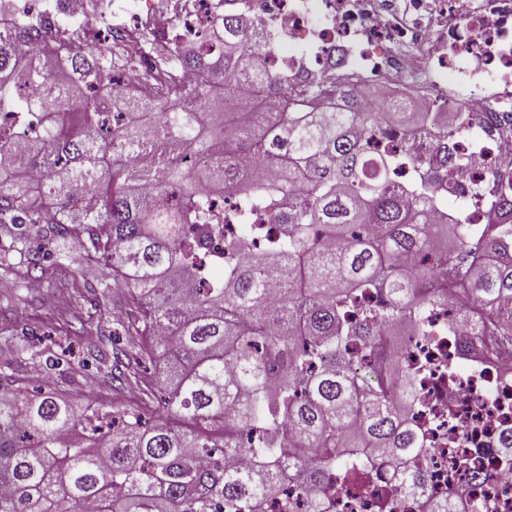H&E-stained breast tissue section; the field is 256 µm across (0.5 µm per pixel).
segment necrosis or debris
I'll return each instance as SVG.
<instances>
[{
    "instance_id": "necrosis-or-debris-1",
    "label": "necrosis or debris",
    "mask_w": 512,
    "mask_h": 512,
    "mask_svg": "<svg viewBox=\"0 0 512 512\" xmlns=\"http://www.w3.org/2000/svg\"><path fill=\"white\" fill-rule=\"evenodd\" d=\"M28 15L78 32L88 49L120 44L138 62L124 92L146 83L151 47L198 43L231 15L244 30L270 33L262 69L287 73L295 85L324 79L330 104L356 90L362 112L416 100L457 112L448 198L459 223H486L500 178L512 176V0H167L116 23L86 0H11L9 22ZM457 307L453 295L434 305L427 335L393 349L415 374L408 421L427 443L413 468L431 497L512 512V455L504 451L512 441V351L463 346ZM328 502L333 512H424L396 478L376 470L363 482L332 474Z\"/></svg>"
}]
</instances>
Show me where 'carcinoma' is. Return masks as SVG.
<instances>
[{"mask_svg": "<svg viewBox=\"0 0 512 512\" xmlns=\"http://www.w3.org/2000/svg\"><path fill=\"white\" fill-rule=\"evenodd\" d=\"M218 38L214 53L162 55L119 103L127 120L108 123L97 85L126 74L124 53L38 23L0 37V113H41L34 132L0 124V266L98 271L84 282L97 306L119 307L112 351L90 340L79 357L109 364L107 384L130 400L66 397L37 376L0 391V512H264L290 479L306 512H328L329 476L354 451L425 497L412 467L425 441L404 405L413 376L385 359L390 337L425 335L430 306L455 292L461 325L512 347V196L475 234L450 222L448 147L438 164L405 149L431 113L318 112L321 81L296 91L260 71L258 37L230 15ZM178 67L202 73L196 112L163 105ZM244 76L279 111L239 109ZM145 144L161 162L136 168L129 152ZM181 154L195 161L173 163ZM246 158L259 181L236 166ZM404 163L420 172L401 185ZM235 194V220L264 209L280 232L258 253L265 229L249 223L211 278L224 235L213 204ZM428 512L461 510L430 498Z\"/></svg>", "mask_w": 512, "mask_h": 512, "instance_id": "1", "label": "carcinoma"}]
</instances>
